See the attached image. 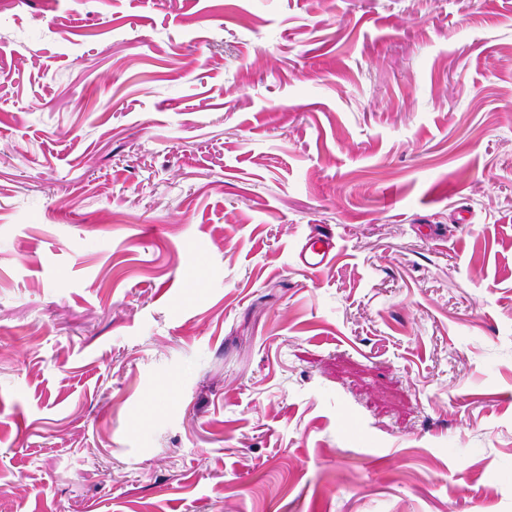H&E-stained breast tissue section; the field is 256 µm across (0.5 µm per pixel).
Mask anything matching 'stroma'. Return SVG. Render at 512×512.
I'll use <instances>...</instances> for the list:
<instances>
[{
    "instance_id": "35a3bbf8",
    "label": "stroma",
    "mask_w": 512,
    "mask_h": 512,
    "mask_svg": "<svg viewBox=\"0 0 512 512\" xmlns=\"http://www.w3.org/2000/svg\"><path fill=\"white\" fill-rule=\"evenodd\" d=\"M0 512H512V0H0ZM334 244L328 236L310 240L299 251L301 265L309 270H318L327 266L332 259Z\"/></svg>"
}]
</instances>
